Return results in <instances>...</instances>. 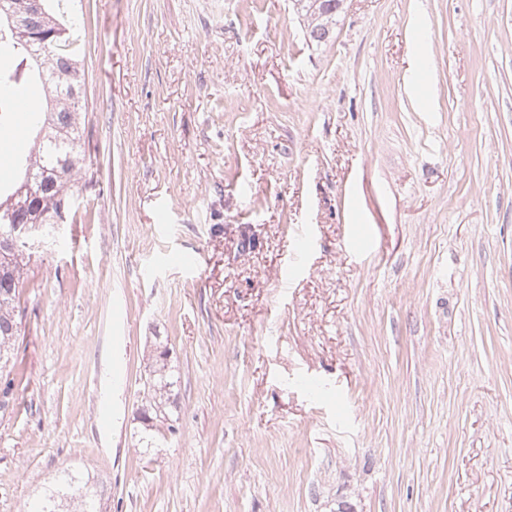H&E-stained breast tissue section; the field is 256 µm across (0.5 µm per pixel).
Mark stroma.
<instances>
[{"label":"stroma","mask_w":512,"mask_h":512,"mask_svg":"<svg viewBox=\"0 0 512 512\" xmlns=\"http://www.w3.org/2000/svg\"><path fill=\"white\" fill-rule=\"evenodd\" d=\"M63 9L89 218L25 276L0 512L68 466L108 512H512V0L320 45L291 0ZM162 358L167 361L170 357L169 349L165 346L162 350ZM149 366L148 378L144 383V393L147 394V408L143 409L141 419L147 427L153 426V420L158 417L165 418V415L170 413V410L176 404V399L172 397V390L174 382L169 380L170 375H167L166 370L168 363L159 360L157 354H153ZM151 423V425H150Z\"/></svg>","instance_id":"obj_1"}]
</instances>
